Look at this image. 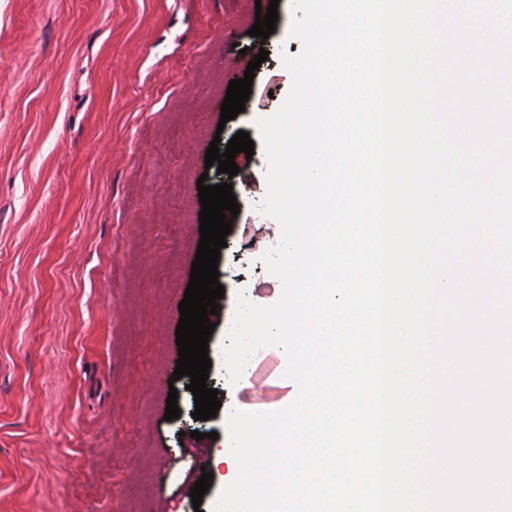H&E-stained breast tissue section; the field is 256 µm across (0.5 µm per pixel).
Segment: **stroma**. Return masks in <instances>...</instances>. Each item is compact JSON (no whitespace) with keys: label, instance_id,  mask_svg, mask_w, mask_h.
Returning a JSON list of instances; mask_svg holds the SVG:
<instances>
[{"label":"stroma","instance_id":"1","mask_svg":"<svg viewBox=\"0 0 512 512\" xmlns=\"http://www.w3.org/2000/svg\"><path fill=\"white\" fill-rule=\"evenodd\" d=\"M270 0H0V512H213L232 477L214 466L226 408L281 409L297 396L282 347L243 382L222 359L237 294L275 303L262 262L282 235L262 214L268 160L255 121L292 84L280 0L245 110L221 122L230 80L256 51ZM248 132L236 176L205 165L213 138ZM232 181L240 212L220 250L207 385L223 409L194 419L174 379L179 304L200 241L197 181ZM177 390L178 419L165 420ZM202 440H195L194 432ZM212 485L200 507L190 490Z\"/></svg>","mask_w":512,"mask_h":512}]
</instances>
